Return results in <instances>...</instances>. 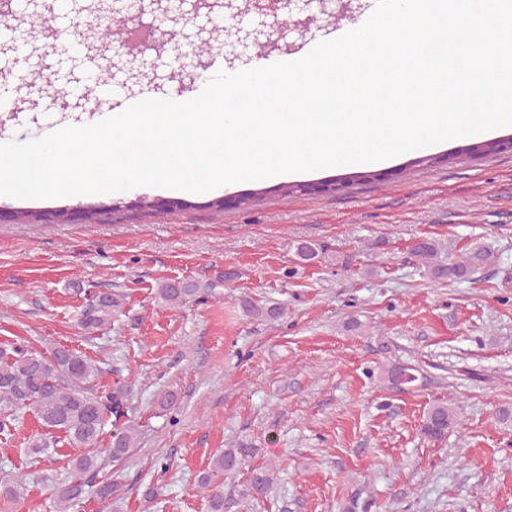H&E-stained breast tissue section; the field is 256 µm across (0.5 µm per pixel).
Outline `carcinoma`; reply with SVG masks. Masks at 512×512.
<instances>
[{
	"mask_svg": "<svg viewBox=\"0 0 512 512\" xmlns=\"http://www.w3.org/2000/svg\"><path fill=\"white\" fill-rule=\"evenodd\" d=\"M4 8L9 14L0 23V36L10 39L15 30L24 29L25 39L18 42V52L26 55L40 40L43 21L27 13L23 0H11ZM411 255L434 281H466L492 259L491 252L472 248L444 262L439 259L438 243L431 238L418 240ZM193 292L187 284L166 283L158 289V296L168 305H179ZM119 308L120 301L112 292L92 294L86 298L78 325L89 334L102 330L112 324V316ZM101 373L93 360L66 347H57L46 357L20 342L0 344V435H9L22 414L32 410L41 427L60 433L71 448L80 450L71 460L70 476L57 489L55 512H72L82 503L89 487L95 489L101 501L112 500L120 485L110 477L99 478L104 464L98 444L103 436L111 435L104 453L108 461L121 462L138 441L136 424L128 418L126 388H101L97 382ZM388 380L397 385L409 384L416 381V376L408 366H395L389 371ZM455 419L452 405L436 402L424 417L421 433L440 440L447 436ZM58 444L59 440L51 436L36 434L28 442L27 454L50 457L58 453ZM257 453L256 448L240 445L226 448L212 459L211 467L199 477V487L209 496L210 512H224V476L245 467L249 468V476L239 490L240 496L252 501L270 496L276 481L273 467H249ZM21 495L20 481L0 478V498L13 503Z\"/></svg>",
	"mask_w": 512,
	"mask_h": 512,
	"instance_id": "1",
	"label": "carcinoma"
}]
</instances>
